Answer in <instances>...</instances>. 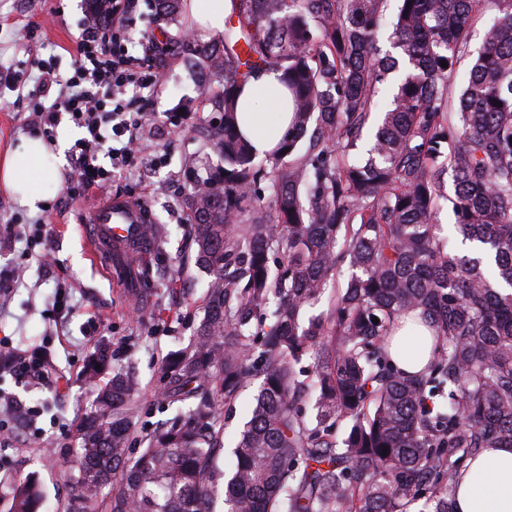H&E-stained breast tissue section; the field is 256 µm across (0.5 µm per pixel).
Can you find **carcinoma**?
Returning a JSON list of instances; mask_svg holds the SVG:
<instances>
[{
  "label": "carcinoma",
  "mask_w": 512,
  "mask_h": 512,
  "mask_svg": "<svg viewBox=\"0 0 512 512\" xmlns=\"http://www.w3.org/2000/svg\"><path fill=\"white\" fill-rule=\"evenodd\" d=\"M397 2L388 19L387 0H233L224 34L201 50L222 77L200 105L224 112L212 135L224 169L188 172L190 259L210 275L204 316L162 360L171 414L143 427L135 457L138 376L105 344L90 354L86 379L112 377L94 390L70 474L80 512H99L106 495L111 512H215L221 496L225 512H409L418 501L452 512L455 475L486 448L512 447V0ZM487 2L498 17L458 85ZM384 27L393 55L381 53ZM266 67L281 71L294 119L260 159L234 112ZM398 69L362 158L378 85ZM448 202L477 252L441 235ZM330 290V308L303 318ZM415 310L436 346L410 374L388 338ZM308 357L311 381L297 371ZM257 377L227 470L217 402ZM11 507L40 512L37 480L13 486Z\"/></svg>",
  "instance_id": "1"
}]
</instances>
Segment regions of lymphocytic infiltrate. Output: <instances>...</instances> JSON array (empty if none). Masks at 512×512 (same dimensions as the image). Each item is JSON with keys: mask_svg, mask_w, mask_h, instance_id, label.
I'll list each match as a JSON object with an SVG mask.
<instances>
[{"mask_svg": "<svg viewBox=\"0 0 512 512\" xmlns=\"http://www.w3.org/2000/svg\"><path fill=\"white\" fill-rule=\"evenodd\" d=\"M138 0H112L109 25L87 18L77 44V58L68 74L37 64L35 81L16 71L0 75L5 88L25 90L33 107L28 126L36 135L53 140L61 116L82 130L69 149L67 187L73 196L103 189L113 178L141 170L142 145L147 137H162L180 124L174 114L168 123L152 126L147 118V93L157 86L158 72L144 60L162 50L154 37H144L138 49L129 47V25Z\"/></svg>", "mask_w": 512, "mask_h": 512, "instance_id": "obj_1", "label": "lymphocytic infiltrate"}]
</instances>
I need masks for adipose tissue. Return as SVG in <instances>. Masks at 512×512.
<instances>
[{"label":"adipose tissue","mask_w":512,"mask_h":512,"mask_svg":"<svg viewBox=\"0 0 512 512\" xmlns=\"http://www.w3.org/2000/svg\"><path fill=\"white\" fill-rule=\"evenodd\" d=\"M190 26L205 39L223 33L231 0H185ZM274 69L252 75L243 87L235 120L259 154L271 153L277 138L292 120L288 95ZM64 141L47 143L39 138L23 140L0 155V194L38 211L44 200L42 185L57 180L63 164ZM418 338L420 352L412 356L400 348L409 338ZM390 353L394 364L414 373L427 362L431 333L419 319H402ZM454 512H512V447L488 448L476 459L469 473L455 480Z\"/></svg>","instance_id":"1"}]
</instances>
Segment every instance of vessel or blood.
I'll use <instances>...</instances> for the list:
<instances>
[{"instance_id":"1","label":"vessel or blood","mask_w":512,"mask_h":512,"mask_svg":"<svg viewBox=\"0 0 512 512\" xmlns=\"http://www.w3.org/2000/svg\"><path fill=\"white\" fill-rule=\"evenodd\" d=\"M97 248L90 258L106 262L123 280L124 293L139 290L136 268L145 258L149 245L141 236L145 222L143 205L122 198H104L91 212Z\"/></svg>"}]
</instances>
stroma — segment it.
Instances as JSON below:
<instances>
[{"label":"stroma","mask_w":512,"mask_h":512,"mask_svg":"<svg viewBox=\"0 0 512 512\" xmlns=\"http://www.w3.org/2000/svg\"><path fill=\"white\" fill-rule=\"evenodd\" d=\"M87 13L88 0H0V68L26 67L29 56L19 37L33 26L38 34L33 47L39 57L53 59L60 70H68ZM189 31L183 8L163 15L143 2L131 36L137 41L153 35L168 43ZM148 65L160 72L150 98L156 121L183 109L188 117L175 133L153 142L162 164L149 181L118 178L106 194L141 193L150 223L169 230L150 254L158 304L144 314L134 313L108 266L92 265L88 258V218L102 195L75 199L64 182L48 183L45 205L36 213L0 195V226L15 217L52 225L50 249L59 261L48 275L38 260L22 258L23 242L0 244V270L12 269L18 261L24 264L9 292L0 294V338L41 346L53 368L45 384L19 382L10 375L0 378V394L31 410L30 423L16 431L15 442L0 440V512H9L13 483L31 475L44 492L43 512H75L74 493L64 474L77 464L79 429L90 408L92 386L84 379L89 352L105 342L114 357L132 363L141 383L138 421L151 424L162 418L161 361L168 351L189 343L203 316L208 278L180 260L189 248L188 171L193 168L204 175L224 166L223 156L211 148L206 134L217 115L200 107V76L188 70L180 57L167 52L149 59ZM27 116L25 102L0 88V150L29 137ZM61 282L71 292L74 311L59 317L53 315L52 303Z\"/></svg>","instance_id":"35a3bbf8"}]
</instances>
